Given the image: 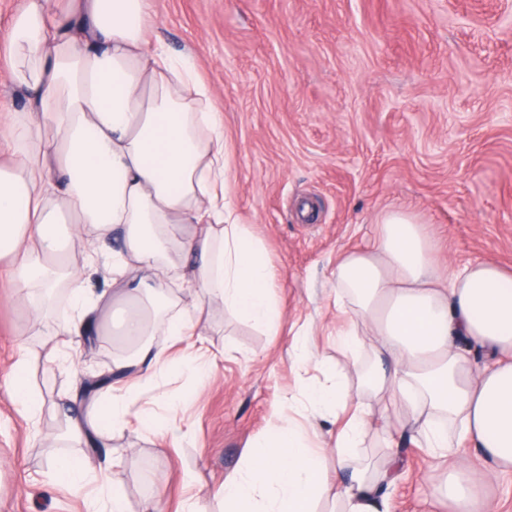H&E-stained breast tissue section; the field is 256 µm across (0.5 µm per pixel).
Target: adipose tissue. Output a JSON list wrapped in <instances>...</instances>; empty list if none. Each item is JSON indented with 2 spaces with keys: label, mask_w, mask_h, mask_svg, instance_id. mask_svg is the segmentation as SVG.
Wrapping results in <instances>:
<instances>
[{
  "label": "adipose tissue",
  "mask_w": 512,
  "mask_h": 512,
  "mask_svg": "<svg viewBox=\"0 0 512 512\" xmlns=\"http://www.w3.org/2000/svg\"><path fill=\"white\" fill-rule=\"evenodd\" d=\"M150 0H24L9 20L13 83L27 108L0 117V276L18 298L64 287L74 310L62 336L94 322L134 351L114 363L117 384L75 401L66 433L81 443L125 423L142 388L168 364L153 344L194 334L207 300L276 331V275L226 189L224 116L188 54L149 47ZM112 274L93 293L85 267ZM346 315L336 346L375 360L363 390L411 411L426 447L448 461L455 512H477L458 477L454 449L468 442L489 473L512 469V267L493 261L439 273L422 224L404 211L380 220L365 250L344 252L332 273ZM180 283L171 298L164 283ZM489 366L473 369L471 346ZM24 348L13 396L37 418L43 399ZM373 429L356 406L336 436L334 457L308 447L289 418L277 420L224 483V512H380L386 476L354 467Z\"/></svg>",
  "instance_id": "1"
}]
</instances>
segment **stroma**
Segmentation results:
<instances>
[{
    "label": "stroma",
    "mask_w": 512,
    "mask_h": 512,
    "mask_svg": "<svg viewBox=\"0 0 512 512\" xmlns=\"http://www.w3.org/2000/svg\"><path fill=\"white\" fill-rule=\"evenodd\" d=\"M22 0H0V114L26 108L5 53L8 20ZM150 43L192 52L224 115L228 192L278 272V331L214 306L199 329L212 366L170 367L139 401L169 423H187L178 446L132 428L111 432L90 458L119 488L128 512L162 495L165 512H224L219 494L277 415L303 425L312 445L333 444L340 421L305 408L319 365L346 363L334 334L337 255L368 247L389 211L415 216L440 267L490 260L512 266V0H151ZM25 306L0 282V512H90L97 482H58L51 459L70 445L40 443L60 429L79 386L76 368L103 370L123 354L99 335L25 336ZM315 363L294 367L298 330ZM54 346L65 364L32 361L46 404L29 421L9 379L22 346ZM400 466L382 490V512H452L448 476L398 409Z\"/></svg>",
    "instance_id": "35a3bbf8"
}]
</instances>
